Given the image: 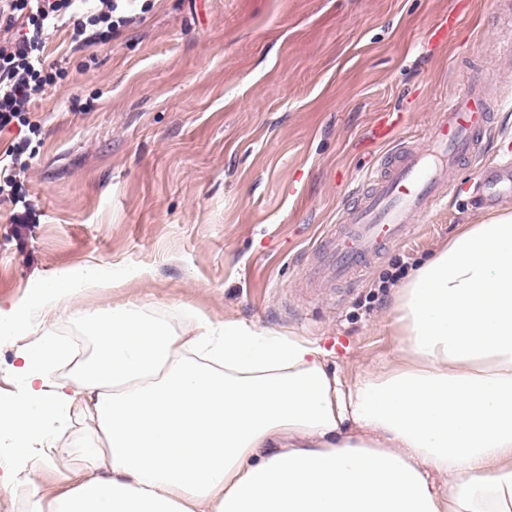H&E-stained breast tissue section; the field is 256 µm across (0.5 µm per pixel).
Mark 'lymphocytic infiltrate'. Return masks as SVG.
Segmentation results:
<instances>
[{"instance_id": "lymphocytic-infiltrate-1", "label": "lymphocytic infiltrate", "mask_w": 512, "mask_h": 512, "mask_svg": "<svg viewBox=\"0 0 512 512\" xmlns=\"http://www.w3.org/2000/svg\"><path fill=\"white\" fill-rule=\"evenodd\" d=\"M131 0H0V132L18 134L0 154V201L11 203L13 223L31 218L25 211L23 182L31 161L26 152L41 126L29 118L46 85L60 75L59 64L44 54L50 36L69 28L72 43L81 47L108 44L113 31L131 24Z\"/></svg>"}]
</instances>
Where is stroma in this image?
Masks as SVG:
<instances>
[{
	"mask_svg": "<svg viewBox=\"0 0 512 512\" xmlns=\"http://www.w3.org/2000/svg\"><path fill=\"white\" fill-rule=\"evenodd\" d=\"M476 3L482 23L444 44L426 32L461 0H140L105 46L52 36L46 52L66 74L30 114L42 126L25 183L37 223H11L0 203V317L89 265L108 286L0 335V396L22 387L23 352L127 302L187 331L200 313L320 339L350 381L383 367L397 345L385 283L491 217L472 204L487 159L465 162L447 204L350 294L331 304L302 281L316 238L384 152L367 141L377 113H405L401 136L417 143L472 72H507L512 94V59L496 50L512 38V0ZM58 440L66 454L27 472L46 489L79 465L82 421Z\"/></svg>",
	"mask_w": 512,
	"mask_h": 512,
	"instance_id": "1",
	"label": "stroma"
}]
</instances>
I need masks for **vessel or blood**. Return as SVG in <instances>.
<instances>
[{"mask_svg":"<svg viewBox=\"0 0 512 512\" xmlns=\"http://www.w3.org/2000/svg\"><path fill=\"white\" fill-rule=\"evenodd\" d=\"M468 20L467 13H449L430 37L447 42L449 32ZM495 106L484 77H473L436 112L421 148L401 140V118L380 115L372 138L391 152L371 169L366 189L340 223L319 239L306 277L308 292L350 291L386 245L408 239L418 218L435 212L447 197L461 160L481 155ZM506 193H512L511 156L492 166L488 176L489 198Z\"/></svg>","mask_w":512,"mask_h":512,"instance_id":"vessel-or-blood-1","label":"vessel or blood"}]
</instances>
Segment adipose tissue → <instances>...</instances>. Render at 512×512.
<instances>
[{"label":"adipose tissue","mask_w":512,"mask_h":512,"mask_svg":"<svg viewBox=\"0 0 512 512\" xmlns=\"http://www.w3.org/2000/svg\"><path fill=\"white\" fill-rule=\"evenodd\" d=\"M55 280L0 322L12 334L79 288ZM401 341L348 382L320 340L197 317L194 334L126 303L82 324L71 358L23 353L22 394L0 397V450L18 469L59 453L82 409L92 436L52 498L27 512H512V212L466 225L395 291Z\"/></svg>","instance_id":"1"}]
</instances>
